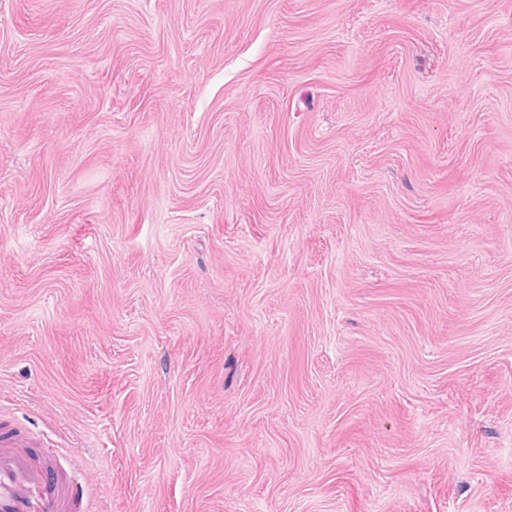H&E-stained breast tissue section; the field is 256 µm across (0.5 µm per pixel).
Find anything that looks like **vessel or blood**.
I'll list each match as a JSON object with an SVG mask.
<instances>
[{
	"mask_svg": "<svg viewBox=\"0 0 512 512\" xmlns=\"http://www.w3.org/2000/svg\"><path fill=\"white\" fill-rule=\"evenodd\" d=\"M38 446L21 428L0 427V512H91L77 484Z\"/></svg>",
	"mask_w": 512,
	"mask_h": 512,
	"instance_id": "1",
	"label": "vessel or blood"
}]
</instances>
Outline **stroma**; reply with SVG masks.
Returning <instances> with one entry per match:
<instances>
[{
  "mask_svg": "<svg viewBox=\"0 0 512 512\" xmlns=\"http://www.w3.org/2000/svg\"><path fill=\"white\" fill-rule=\"evenodd\" d=\"M97 512H512V0H0V416Z\"/></svg>",
  "mask_w": 512,
  "mask_h": 512,
  "instance_id": "35a3bbf8",
  "label": "stroma"
}]
</instances>
